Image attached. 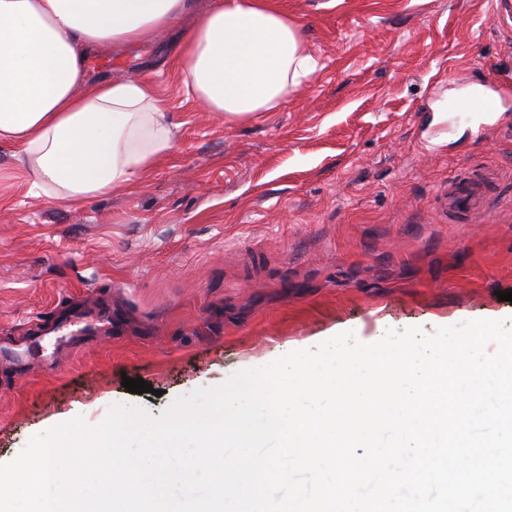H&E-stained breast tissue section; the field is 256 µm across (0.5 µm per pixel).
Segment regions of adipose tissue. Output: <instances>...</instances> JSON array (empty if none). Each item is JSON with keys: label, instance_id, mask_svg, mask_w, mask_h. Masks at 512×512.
I'll return each mask as SVG.
<instances>
[{"label": "adipose tissue", "instance_id": "ef3b65f1", "mask_svg": "<svg viewBox=\"0 0 512 512\" xmlns=\"http://www.w3.org/2000/svg\"><path fill=\"white\" fill-rule=\"evenodd\" d=\"M188 0H0V144L37 194L72 204L133 188L178 127L144 81L92 78L88 59L154 41ZM188 94L228 125L274 109L320 62L272 0H211L175 48Z\"/></svg>", "mask_w": 512, "mask_h": 512}]
</instances>
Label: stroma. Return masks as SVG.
I'll list each match as a JSON object with an SVG mask.
<instances>
[{"instance_id": "35a3bbf8", "label": "stroma", "mask_w": 512, "mask_h": 512, "mask_svg": "<svg viewBox=\"0 0 512 512\" xmlns=\"http://www.w3.org/2000/svg\"><path fill=\"white\" fill-rule=\"evenodd\" d=\"M321 67L235 126L169 66L164 34L93 56L150 81L179 138L137 187L81 204L34 196L0 144V459L111 405L173 401L353 332L512 328V128L441 118L457 90L512 82L494 0H275ZM496 169L489 208L456 222L437 187ZM152 392H127L123 377Z\"/></svg>"}]
</instances>
